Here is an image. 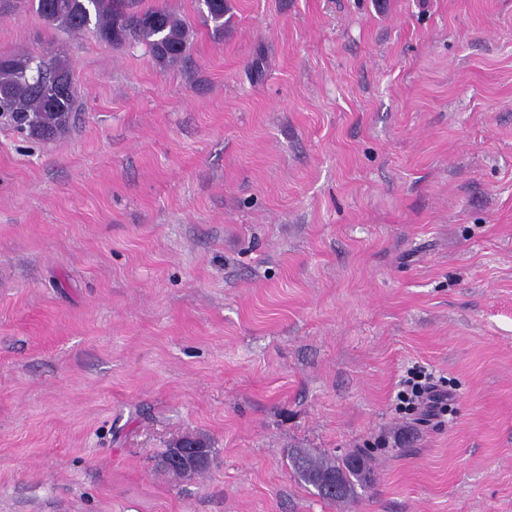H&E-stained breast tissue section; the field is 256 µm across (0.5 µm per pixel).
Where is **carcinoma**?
<instances>
[{
    "label": "carcinoma",
    "instance_id": "obj_1",
    "mask_svg": "<svg viewBox=\"0 0 512 512\" xmlns=\"http://www.w3.org/2000/svg\"><path fill=\"white\" fill-rule=\"evenodd\" d=\"M34 10L57 31L88 30L106 45L133 39L160 64L181 61L189 48V30L176 14L162 8L136 10L138 0H14ZM212 33L224 34L227 0H199ZM76 94L66 59L30 53L0 55V124L35 139L56 136L70 126ZM293 471L330 503L353 497L356 486L372 482L368 456L354 451L341 458L305 448L290 455Z\"/></svg>",
    "mask_w": 512,
    "mask_h": 512
}]
</instances>
